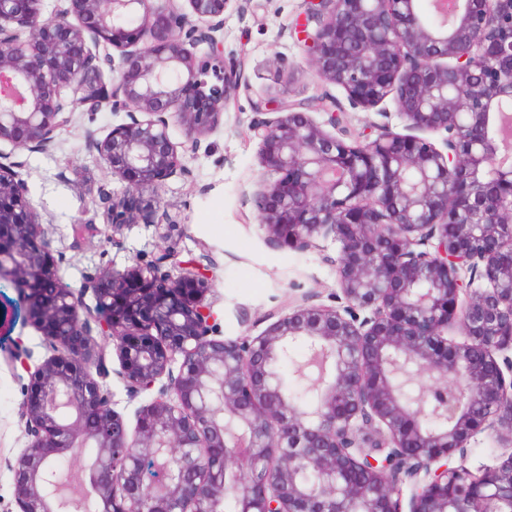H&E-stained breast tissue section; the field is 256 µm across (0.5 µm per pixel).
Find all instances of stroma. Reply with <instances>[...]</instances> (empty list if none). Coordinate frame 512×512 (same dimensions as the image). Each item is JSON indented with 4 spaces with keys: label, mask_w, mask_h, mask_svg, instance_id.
<instances>
[{
    "label": "stroma",
    "mask_w": 512,
    "mask_h": 512,
    "mask_svg": "<svg viewBox=\"0 0 512 512\" xmlns=\"http://www.w3.org/2000/svg\"><path fill=\"white\" fill-rule=\"evenodd\" d=\"M308 7V0H228L224 55L240 63L241 82L199 149L184 146L181 130L171 127L186 170L170 176L159 190L161 223L135 224L112 234L103 222L107 196L121 193L123 184L90 144L126 122L125 113L76 111L45 150L0 143L1 153L23 164L30 200L63 283L77 290L98 267L121 270L166 249L210 267L206 301L221 336L231 339L259 335L270 313L285 315L301 303L331 304L339 290V242L321 239L306 251L274 246L244 198L263 177L260 141L252 131L257 106L270 97L307 101L320 126H327L330 114L340 115L343 138L353 144L384 130L404 132L405 123L393 99L369 109L356 106L343 88L309 64L300 33ZM20 306L15 290L0 283V398L11 403L0 413V512H19L11 466L29 441L19 414L27 375L12 368L10 357L23 348L35 366L48 355ZM511 452L512 440L489 429L468 442L466 465L492 468Z\"/></svg>",
    "instance_id": "35a3bbf8"
}]
</instances>
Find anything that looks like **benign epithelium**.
Instances as JSON below:
<instances>
[{
    "mask_svg": "<svg viewBox=\"0 0 512 512\" xmlns=\"http://www.w3.org/2000/svg\"><path fill=\"white\" fill-rule=\"evenodd\" d=\"M43 2L0 0V78L17 92L0 93V141L45 149L77 109L126 113L91 143L124 183L104 223H155V194L185 171L171 126L197 148L239 84L226 0H56L48 16ZM459 3L310 4V63L356 104L393 95L407 133L349 144L284 97L253 124L273 178L250 197L260 223L295 251L338 240L344 302L299 305L257 336L217 335L208 268L168 251L69 288L22 164L0 153V280L52 349L22 388L20 512H62L47 477L78 443L99 512H223L228 497L232 512H512V453L454 463L488 428L512 439V139L492 130L512 120V0ZM102 48L118 51L109 77ZM442 130L440 148L423 137ZM97 335L129 398L156 390L132 431ZM296 347L320 370L312 405L280 372Z\"/></svg>",
    "mask_w": 512,
    "mask_h": 512,
    "instance_id": "benign-epithelium-1",
    "label": "benign epithelium"
}]
</instances>
